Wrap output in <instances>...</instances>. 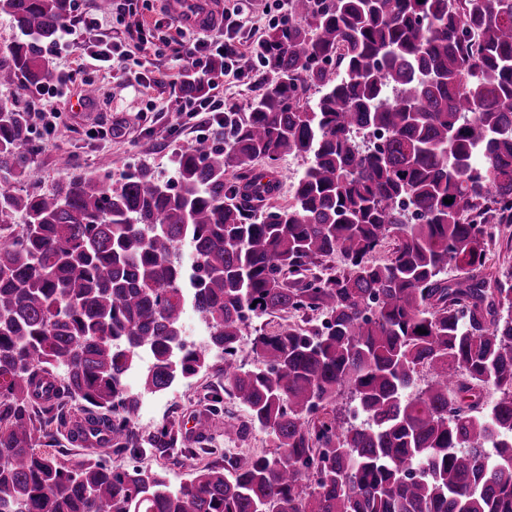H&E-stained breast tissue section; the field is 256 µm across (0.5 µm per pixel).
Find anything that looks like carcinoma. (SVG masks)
<instances>
[{
    "mask_svg": "<svg viewBox=\"0 0 512 512\" xmlns=\"http://www.w3.org/2000/svg\"><path fill=\"white\" fill-rule=\"evenodd\" d=\"M72 7L0 0L19 32L0 84L52 78ZM258 57L263 92L224 110V139L176 153L174 183L107 172L20 195L33 115L0 103V224L25 217L0 236V512H512V266L490 270L485 229L512 225V0H288ZM289 155L308 166L274 206ZM288 311L321 324L262 332L265 368L240 364L250 320ZM143 352L152 394L220 364L248 413L224 437L259 429L276 451L179 485L64 461V431L112 432L108 454L216 453L131 424ZM345 387L359 426L332 409Z\"/></svg>",
    "mask_w": 512,
    "mask_h": 512,
    "instance_id": "cac0c4a2",
    "label": "carcinoma"
}]
</instances>
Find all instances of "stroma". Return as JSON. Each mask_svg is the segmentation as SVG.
<instances>
[{
  "label": "stroma",
  "mask_w": 512,
  "mask_h": 512,
  "mask_svg": "<svg viewBox=\"0 0 512 512\" xmlns=\"http://www.w3.org/2000/svg\"><path fill=\"white\" fill-rule=\"evenodd\" d=\"M224 10H243L247 22L235 37L244 46H256L270 27L269 18L262 12L267 0H221ZM75 11L96 18L93 27L77 31L70 38L68 49L52 53L56 75H73L66 96L57 99L59 109L53 133H45L41 121H34L31 139L37 148L31 163V173L17 185L21 194L45 191L55 183L74 175L113 176L137 173L146 166L164 177H171L172 156L194 143L203 133L202 117L182 112L181 99L169 82L176 71L172 49L177 42H192L194 34L180 30L164 11L160 0H132L121 19L101 11L98 0H74ZM142 22L155 31L152 43L132 57L126 69L101 62L90 65L86 51L92 45L116 44L126 37L127 25ZM265 73L262 66L243 77H225L215 94L224 102L247 109L261 93ZM99 90L95 102L79 107L85 82ZM67 155L69 168L57 162ZM131 392L140 396L135 412L136 426L146 433L156 432L163 425L175 422L180 428L190 427L194 417H210L214 447L226 455L249 457L270 453L274 445L270 437L252 430L242 440L224 439L222 422L232 416L246 419L245 407L223 392L224 378L214 370L200 372L188 381L174 385L162 394L144 392L139 372L128 375ZM223 394L219 414H212L209 394ZM108 464L137 467L148 472L166 474L172 483L189 478L194 467L206 464V457L183 460L174 464L168 455L158 452L112 455Z\"/></svg>",
  "instance_id": "1"
}]
</instances>
